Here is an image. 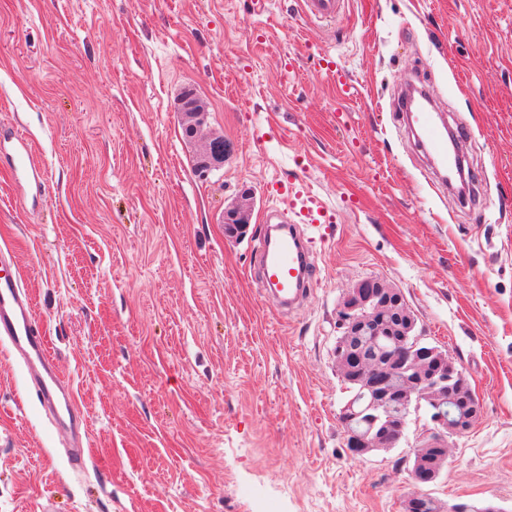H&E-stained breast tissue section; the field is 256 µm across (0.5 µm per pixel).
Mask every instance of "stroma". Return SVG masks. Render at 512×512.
Returning a JSON list of instances; mask_svg holds the SVG:
<instances>
[{
	"label": "stroma",
	"instance_id": "35a3bbf8",
	"mask_svg": "<svg viewBox=\"0 0 512 512\" xmlns=\"http://www.w3.org/2000/svg\"><path fill=\"white\" fill-rule=\"evenodd\" d=\"M354 86L337 97L331 69ZM426 83L465 166L459 202L400 122ZM206 120L184 133L185 93ZM0 249L85 419V469L0 342V512H403L429 424L351 456L337 310L358 282L401 292L413 333L481 403L449 439L441 506L512 512V0H350L324 35L297 0H0ZM229 146L200 173L209 138ZM297 179L336 214L313 291L284 312L255 246ZM246 212L244 235L225 211ZM0 154L3 155L4 163L8 166L15 179L18 178L19 174L26 171L31 172L34 179L39 178V169L33 161L31 152L29 153L27 150H24V152L3 153L1 150Z\"/></svg>",
	"mask_w": 512,
	"mask_h": 512
}]
</instances>
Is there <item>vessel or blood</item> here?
I'll list each match as a JSON object with an SVG mask.
<instances>
[{"label": "vessel or blood", "mask_w": 512, "mask_h": 512, "mask_svg": "<svg viewBox=\"0 0 512 512\" xmlns=\"http://www.w3.org/2000/svg\"><path fill=\"white\" fill-rule=\"evenodd\" d=\"M348 0H299L304 16L321 25L330 26L344 14ZM417 105L399 100V110L408 128L429 154L440 183H447L459 155L450 151L449 140L464 142L470 135L467 126H447L427 90H420ZM12 175L24 172L38 174L31 153H4L0 156ZM273 193L284 211L294 215L287 232L273 237L262 235L258 244L257 275L270 297L280 308L299 303L317 277L310 251L300 227L320 228L332 223L333 217L322 200L303 184H277ZM0 339L7 341L28 368L35 394L41 405L54 412L69 426H79L81 417L73 394L67 388L50 355L43 330L19 279L9 272L0 273Z\"/></svg>", "instance_id": "b4317fda"}]
</instances>
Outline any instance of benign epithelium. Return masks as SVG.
Here are the masks:
<instances>
[{
    "label": "benign epithelium",
    "instance_id": "1",
    "mask_svg": "<svg viewBox=\"0 0 512 512\" xmlns=\"http://www.w3.org/2000/svg\"><path fill=\"white\" fill-rule=\"evenodd\" d=\"M222 139L211 141L201 168L224 162ZM342 335L336 364L342 378L361 384L362 404L350 400L341 420L354 456L395 448L405 436V411L426 405L432 427L414 451L411 498L436 482L448 460V436L464 434L479 402L461 374L437 350L411 335L413 322L400 292L376 279L357 283L338 312Z\"/></svg>",
    "mask_w": 512,
    "mask_h": 512
}]
</instances>
